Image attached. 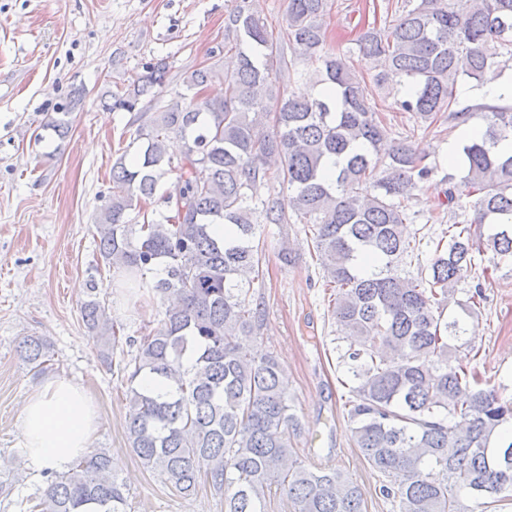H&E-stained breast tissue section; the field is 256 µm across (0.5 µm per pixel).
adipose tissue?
Masks as SVG:
<instances>
[{
    "label": "adipose tissue",
    "mask_w": 512,
    "mask_h": 512,
    "mask_svg": "<svg viewBox=\"0 0 512 512\" xmlns=\"http://www.w3.org/2000/svg\"><path fill=\"white\" fill-rule=\"evenodd\" d=\"M22 446L38 467L65 469L89 452L100 417L82 387L65 379L46 382L21 409Z\"/></svg>",
    "instance_id": "1"
}]
</instances>
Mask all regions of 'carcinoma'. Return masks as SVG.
Segmentation results:
<instances>
[{"instance_id":"obj_1","label":"carcinoma","mask_w":512,"mask_h":512,"mask_svg":"<svg viewBox=\"0 0 512 512\" xmlns=\"http://www.w3.org/2000/svg\"><path fill=\"white\" fill-rule=\"evenodd\" d=\"M330 0H288L286 27L274 31L255 0H232L224 17L230 70L201 66L185 73L186 93L160 105L168 64L145 73L114 98L112 109L134 112L146 99L159 104L136 129V158L112 164V198L95 224L105 265L124 285L169 303L161 327L135 338L126 406L127 441L144 470L182 496L204 483L224 495V512H267L272 490L293 512H364L363 489L331 464L293 459L300 422L270 354L250 351L263 310L250 286L259 276L257 234L263 224H286L293 212L311 224L327 282L340 361L354 386L351 438L383 480L375 494L397 512H476L512 501V399L456 362L448 338L466 333L445 317L456 286L471 272L474 253L512 257V105H461L462 80L482 85L512 70V0H405L383 27L362 29L358 52L377 83H391L394 104L423 124L444 118L452 129L481 116L485 129L462 147L465 174L448 178L444 203L456 214L468 199L472 217L448 225L434 257L416 277L399 272L413 252L409 203L433 168L404 141L387 147L389 128L372 104L364 77L336 54L327 36ZM292 59H287L285 50ZM314 66L310 82L327 93L281 94L279 76L295 59ZM224 85V97L208 87ZM280 105L265 112V101ZM62 106L44 128L60 139L70 129ZM176 137L179 160L167 141ZM336 157L328 174L322 159ZM278 156L288 195L252 206L270 179L266 158ZM182 182L172 215L150 211L160 182ZM137 217L129 218V211ZM226 226L224 240L211 225ZM488 227L474 237L471 225ZM161 266L164 276L146 274ZM81 313L112 360L117 330L91 283ZM34 373L51 361L50 345L26 336L18 345ZM155 375L163 392L143 391ZM36 507L42 512H126L125 485L112 455L96 449L53 473Z\"/></svg>"}]
</instances>
